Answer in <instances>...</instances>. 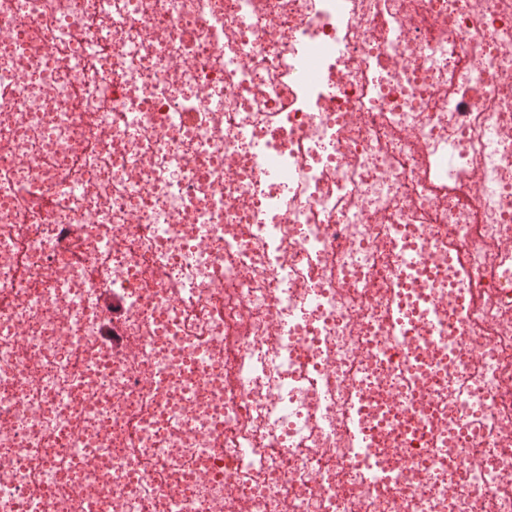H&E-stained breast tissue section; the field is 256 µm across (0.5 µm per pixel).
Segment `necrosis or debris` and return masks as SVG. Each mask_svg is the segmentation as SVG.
Returning <instances> with one entry per match:
<instances>
[{
	"instance_id": "1",
	"label": "necrosis or debris",
	"mask_w": 512,
	"mask_h": 512,
	"mask_svg": "<svg viewBox=\"0 0 512 512\" xmlns=\"http://www.w3.org/2000/svg\"><path fill=\"white\" fill-rule=\"evenodd\" d=\"M0 512H512V0H0Z\"/></svg>"
}]
</instances>
